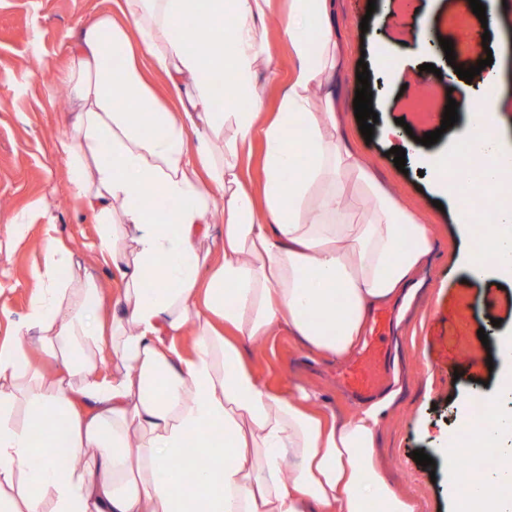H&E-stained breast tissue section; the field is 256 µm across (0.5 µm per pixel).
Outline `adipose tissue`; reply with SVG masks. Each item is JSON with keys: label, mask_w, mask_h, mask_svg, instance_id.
I'll return each instance as SVG.
<instances>
[{"label": "adipose tissue", "mask_w": 512, "mask_h": 512, "mask_svg": "<svg viewBox=\"0 0 512 512\" xmlns=\"http://www.w3.org/2000/svg\"><path fill=\"white\" fill-rule=\"evenodd\" d=\"M335 0H287L284 31L297 64L271 118L261 112L260 72L274 53L261 22L271 0H123L76 41L61 78L76 110L57 141L68 196L99 226L100 257L120 276L110 315L73 253L43 242L26 316L0 340V512H417L379 472V400L346 419L317 391L271 389L243 352L286 328L312 353L342 360L371 311L405 305L432 251L427 225L382 191L342 139L332 79L342 54ZM209 28L195 44L179 27ZM162 77L163 106L144 72ZM230 70L223 99L213 77ZM457 121L471 164L432 154L424 164L441 192L497 198L512 185V143L495 74ZM321 111H311L312 95ZM262 130L261 189L238 153ZM357 183L370 205L348 220ZM220 212L224 241L204 250ZM469 277L512 278V205L482 227ZM112 373L98 368L103 349ZM55 362L34 368L32 352ZM487 395L488 417L460 426L478 448L512 438V336ZM457 440L440 438L455 512H512V450L482 483L462 474Z\"/></svg>", "instance_id": "adipose-tissue-1"}]
</instances>
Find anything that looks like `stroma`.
<instances>
[{"label":"stroma","instance_id":"obj_1","mask_svg":"<svg viewBox=\"0 0 512 512\" xmlns=\"http://www.w3.org/2000/svg\"><path fill=\"white\" fill-rule=\"evenodd\" d=\"M375 11H368V4ZM118 0H0V339L11 321L28 312L33 294L32 273L41 260L45 235L65 246H76L88 274L102 288L104 305L118 293L119 279L98 253V226L87 210L70 200L68 168L56 149L57 139L74 112L55 103L69 46L83 28L105 12H117ZM456 0H336V20L348 49L347 66L338 78L345 119V140L368 163L376 180L429 226L433 248L419 272L421 287L405 314H393L384 337L390 352L388 391L393 398L381 418L377 463L387 480L419 505V512H454L443 463L434 468L417 464L413 451H431L455 428L460 410H473L486 386L496 385L502 364H489L487 347L512 333V283L497 277L467 279L464 259L477 239V229L463 230L455 222V202L441 198L427 177L421 176L422 157L450 152L455 138L442 132L432 146L417 145L416 156L397 169L387 155L392 141L365 140L352 110L359 86L360 63L370 65V84L376 98L379 124L404 119L416 137L440 130V121L419 122L410 107L423 89L439 102L455 99L459 112L475 104L478 87L459 79L456 67L477 65L469 48L476 36L489 32L491 69L502 79L507 107L504 126L512 134V0L498 7L499 22L484 30L474 13L464 14ZM368 29H361V21ZM430 27L451 40L454 62L443 49L424 47L413 35ZM264 33L274 47L277 76L264 86L262 110L277 111L283 90L296 66L279 17H270ZM398 41L403 69L399 79L375 70L381 47ZM435 72L424 71V64ZM442 207H435V200ZM48 207L52 221L39 218ZM25 213L30 228L13 236L6 215ZM486 339H479V332ZM248 360L272 386L302 384L318 390L328 411L356 412L361 401L346 395L336 381L340 361L308 353L287 329H275L261 345L248 348Z\"/></svg>","mask_w":512,"mask_h":512}]
</instances>
